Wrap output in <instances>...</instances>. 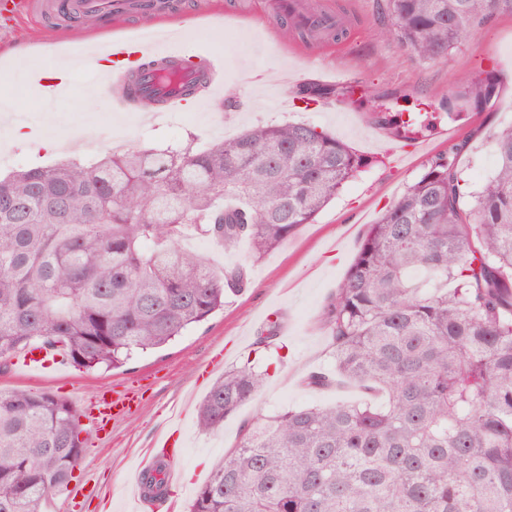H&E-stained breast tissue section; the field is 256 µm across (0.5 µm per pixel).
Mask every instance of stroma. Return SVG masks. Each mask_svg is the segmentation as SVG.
Here are the masks:
<instances>
[{
  "instance_id": "1",
  "label": "stroma",
  "mask_w": 512,
  "mask_h": 512,
  "mask_svg": "<svg viewBox=\"0 0 512 512\" xmlns=\"http://www.w3.org/2000/svg\"><path fill=\"white\" fill-rule=\"evenodd\" d=\"M193 12L191 24L175 16L161 22L164 30L177 32L187 55L214 52L224 57L223 89L214 97L201 96L202 109L194 121L180 124L169 116L144 117L142 113H114L117 130L131 129L132 144L151 147L199 135L212 141L232 139L246 130L266 124L308 122L336 137L373 162L345 184L315 221L303 225L280 248L258 262H250L251 247L240 242L230 251L195 235L186 240L187 250L207 256L214 269L230 264L246 265L250 284L232 297L222 311L187 332L165 349L139 355L119 369L86 370L75 365L40 374H20L12 366L0 367V389L50 393L73 400L75 393L93 394L108 388L115 392L138 386L144 394L141 409L116 423L106 438L88 436L84 456L76 467L77 480H91L94 492L71 505L65 492L53 495L50 512H122L127 476L138 454L149 447L171 412L182 420L179 466L181 481L168 488V501L186 512L196 489L204 484L214 461L239 441L245 424L284 407L303 404L329 405L338 401L382 403L356 384L313 390L304 379L311 372L331 367L328 331L319 320L322 305L348 272L356 245L368 224L416 177L427 161L447 151L452 143L467 141L458 157L472 186H479L495 167L486 143L490 131L512 125V15L497 14L477 28L467 44L448 56L424 60L397 39L384 35L387 19L384 0H331L337 13L349 20L333 46L320 48L297 36H286L288 18L268 11V0H184ZM109 32L89 26L81 31L57 29L42 16L25 17L13 29L0 32V59L12 61L15 70L47 67L58 59L57 48L76 40L103 44ZM306 57L305 82H318L323 69L342 68L359 79L354 95L346 96L350 114L303 111L280 104L283 71ZM484 70L494 71L497 88L484 111H477L461 97L460 78ZM457 101L459 118L448 114L449 101ZM420 111V135L431 137L440 126L452 128L451 140L433 139L432 145L396 165L385 148L376 147L366 135L376 113ZM112 111V101L98 95L93 110L74 109L68 98L56 101L55 134L68 136L72 126H93L96 116ZM18 149L21 165L49 164L85 156L81 145L65 148L43 145L8 132ZM280 321L276 341L283 360L271 365L262 389L224 426L199 430L196 404L214 382L198 373L210 352L224 349L225 366L238 365L254 355V341L265 329V313Z\"/></svg>"
}]
</instances>
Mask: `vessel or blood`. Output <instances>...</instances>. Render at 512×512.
<instances>
[{"instance_id":"obj_1","label":"vessel or blood","mask_w":512,"mask_h":512,"mask_svg":"<svg viewBox=\"0 0 512 512\" xmlns=\"http://www.w3.org/2000/svg\"><path fill=\"white\" fill-rule=\"evenodd\" d=\"M171 7L170 0H0V30L35 12L67 22L98 15L113 19L132 14L161 15ZM279 9L304 27H323L331 22L330 16L314 13L308 0H280ZM102 59L109 63L110 69L101 74L99 86L111 92L113 109L117 112L138 111L140 100L147 98L159 99V109L165 113L186 112L195 105V96L184 88L159 84L158 67L193 71L210 84L224 73L223 56L189 57L176 46L161 49L132 33L114 36L104 46ZM61 361V355L51 356L45 350L33 349L12 358L11 363L17 371L39 373L55 368ZM140 406L139 395L132 389L122 394L103 390L77 400V410L95 436L108 432L112 423L129 417Z\"/></svg>"}]
</instances>
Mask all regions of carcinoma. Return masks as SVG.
Instances as JSON below:
<instances>
[{"mask_svg": "<svg viewBox=\"0 0 512 512\" xmlns=\"http://www.w3.org/2000/svg\"><path fill=\"white\" fill-rule=\"evenodd\" d=\"M387 33L446 56L512 0H385ZM490 100L492 75L466 77ZM495 170L478 190L462 141L432 156L369 225L320 311L335 378L381 404L299 406L248 424L189 512H512V127L489 135ZM369 160L305 123L233 140L193 138L0 177V359L62 348L79 367L119 368L206 321L249 285L183 250L188 231L261 259L311 223ZM279 323L257 336L276 348ZM261 364L224 370L197 406L212 430L252 399ZM49 393L0 390V512H47L86 439ZM162 461L144 477L165 486Z\"/></svg>", "mask_w": 512, "mask_h": 512, "instance_id": "1", "label": "carcinoma"}]
</instances>
